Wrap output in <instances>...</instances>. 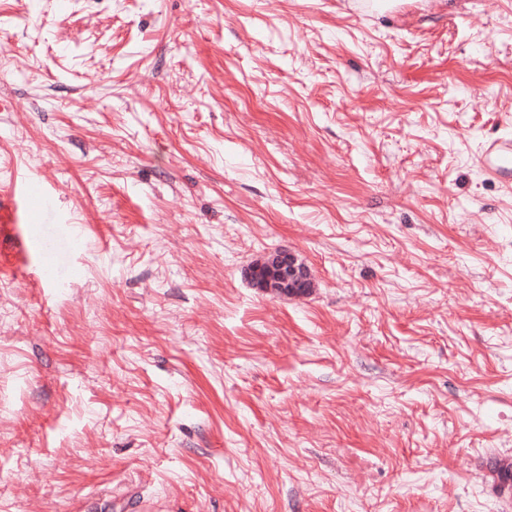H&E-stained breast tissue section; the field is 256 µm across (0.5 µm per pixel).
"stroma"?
Instances as JSON below:
<instances>
[{"instance_id":"35a3bbf8","label":"stroma","mask_w":512,"mask_h":512,"mask_svg":"<svg viewBox=\"0 0 512 512\" xmlns=\"http://www.w3.org/2000/svg\"><path fill=\"white\" fill-rule=\"evenodd\" d=\"M0 51V512H512V0H0ZM512 161V141H495L482 154V165L488 172L508 168L505 164ZM31 183L22 182L18 190L16 183L9 184V190L6 192L8 202L5 204L2 200L4 195L3 186H0V223L1 224H16L18 213L21 209L25 208L28 203L31 192ZM246 274L255 288L275 297L305 296L314 288L310 268L286 249L269 252L250 265Z\"/></svg>"}]
</instances>
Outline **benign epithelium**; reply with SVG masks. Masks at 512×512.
Segmentation results:
<instances>
[{
	"mask_svg": "<svg viewBox=\"0 0 512 512\" xmlns=\"http://www.w3.org/2000/svg\"><path fill=\"white\" fill-rule=\"evenodd\" d=\"M246 274L259 291L275 297L305 296L314 288L310 268L286 249L269 252L250 265Z\"/></svg>",
	"mask_w": 512,
	"mask_h": 512,
	"instance_id": "1",
	"label": "benign epithelium"
}]
</instances>
